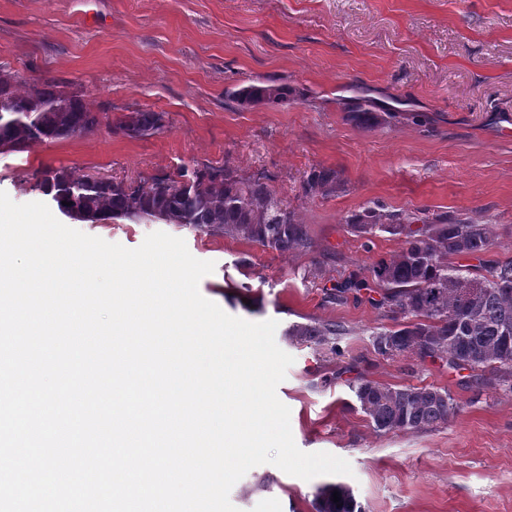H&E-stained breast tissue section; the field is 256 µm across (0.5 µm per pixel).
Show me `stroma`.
Here are the masks:
<instances>
[{
    "mask_svg": "<svg viewBox=\"0 0 512 512\" xmlns=\"http://www.w3.org/2000/svg\"><path fill=\"white\" fill-rule=\"evenodd\" d=\"M18 91L50 77L79 90L105 119L97 130L0 154V190L41 202L43 173L137 181L199 164L265 176L306 224L311 247L281 253L243 237L126 219L64 225L134 249L156 231L183 238L215 269L199 291L225 313L275 320L294 358L277 396L298 448L348 460L343 476L365 512H512V393L481 389L470 371L411 354H375L390 326L368 296L331 303L337 281L402 247L365 238L347 216L369 202L404 216L490 221L491 256L512 260V0H0V74ZM281 85L286 101L241 108L233 86ZM362 96L376 119L352 121ZM163 113L154 135L116 125ZM335 169L334 195L304 191ZM335 323L334 344L301 343L295 323ZM433 385L458 414L447 425L374 432L353 399L357 377ZM322 475L305 481L271 464L230 492L239 512H313Z\"/></svg>",
    "mask_w": 512,
    "mask_h": 512,
    "instance_id": "1",
    "label": "stroma"
}]
</instances>
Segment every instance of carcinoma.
Returning a JSON list of instances; mask_svg holds the SVG:
<instances>
[{
	"label": "carcinoma",
	"mask_w": 512,
	"mask_h": 512,
	"mask_svg": "<svg viewBox=\"0 0 512 512\" xmlns=\"http://www.w3.org/2000/svg\"><path fill=\"white\" fill-rule=\"evenodd\" d=\"M276 99L288 90L248 85L225 91L238 104ZM98 113L80 95L58 89L53 81L36 79L26 93L0 76V150L22 152L34 141L67 139L98 127ZM164 127V114L132 113L118 124L128 136H147ZM332 169L314 170L307 191L328 196L336 192ZM44 187L60 211L87 221L127 218L178 224L210 235H241L279 252L309 246L307 228L262 177L241 176L226 166L202 165L180 178L151 177L137 183L86 176L74 179L64 169L44 172ZM372 203L346 218L353 232L375 236L387 232L404 238L402 249L381 258L330 289L341 302L347 295L379 288L374 305L396 322L373 335L374 352L384 358L412 353L440 360L453 370L480 371L489 390L512 392V260L488 258L495 246L491 225L478 220H448L437 215L417 224L415 217L382 212ZM474 259L470 267L458 263ZM288 335L301 342L325 344L338 335V325L294 324ZM373 430L418 432L448 424L459 406L445 389L434 386H391L356 379L350 385ZM341 497L333 502V492ZM315 512H362L350 486L342 482L320 486Z\"/></svg>",
	"instance_id": "cac0c4a2"
}]
</instances>
